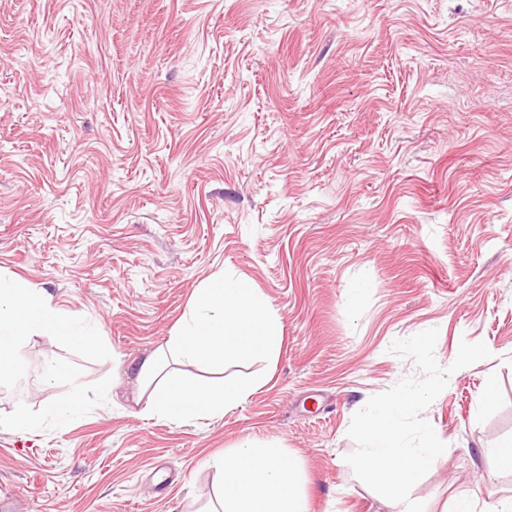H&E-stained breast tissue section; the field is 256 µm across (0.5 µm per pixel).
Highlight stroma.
Here are the masks:
<instances>
[{
	"label": "stroma",
	"instance_id": "35a3bbf8",
	"mask_svg": "<svg viewBox=\"0 0 512 512\" xmlns=\"http://www.w3.org/2000/svg\"><path fill=\"white\" fill-rule=\"evenodd\" d=\"M232 273L281 318L271 380L220 417L140 416L113 355ZM0 274L98 338L32 339L0 386V418L38 421L0 428L11 512H196L244 439L297 461L310 512H387L347 431L430 328L441 366L491 355L424 411L447 450L411 497L512 500L484 463L512 439V0H0Z\"/></svg>",
	"mask_w": 512,
	"mask_h": 512
}]
</instances>
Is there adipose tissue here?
I'll use <instances>...</instances> for the list:
<instances>
[{"instance_id": "ef3b65f1", "label": "adipose tissue", "mask_w": 512, "mask_h": 512, "mask_svg": "<svg viewBox=\"0 0 512 512\" xmlns=\"http://www.w3.org/2000/svg\"><path fill=\"white\" fill-rule=\"evenodd\" d=\"M72 331L43 289L0 277V385L16 380L32 338ZM282 342V322L268 299L249 279L227 275L198 290L164 344L132 362L115 357L113 371L133 377L142 415L181 424L223 415L264 387ZM183 364L205 379H183ZM232 367L240 375H229ZM213 465L221 474L220 512H308L299 467L278 444L244 441Z\"/></svg>"}]
</instances>
